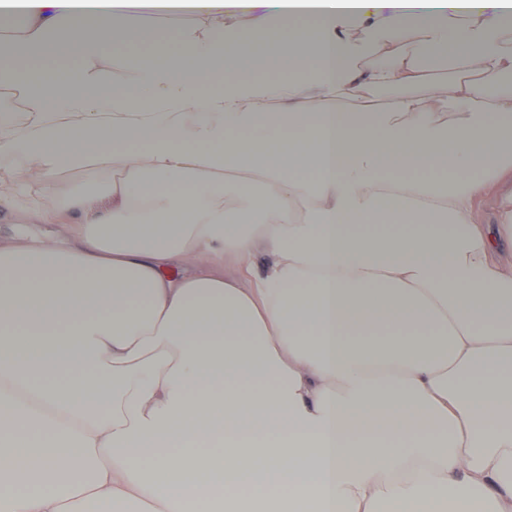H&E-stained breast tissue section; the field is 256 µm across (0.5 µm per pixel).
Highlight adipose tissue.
Here are the masks:
<instances>
[{
    "label": "adipose tissue",
    "mask_w": 512,
    "mask_h": 512,
    "mask_svg": "<svg viewBox=\"0 0 512 512\" xmlns=\"http://www.w3.org/2000/svg\"><path fill=\"white\" fill-rule=\"evenodd\" d=\"M190 2L0 0V512H512V0ZM10 194L4 190L0 181V198H1V209H0V239L6 240L13 238L17 233L19 227L26 229L31 235L36 237H42L45 235L55 234L58 230L57 224H23L20 225L16 222L14 215V207L9 204H4L2 200L4 197Z\"/></svg>",
    "instance_id": "obj_1"
}]
</instances>
